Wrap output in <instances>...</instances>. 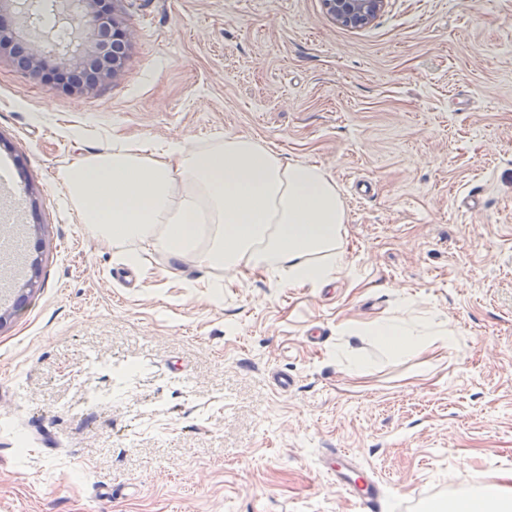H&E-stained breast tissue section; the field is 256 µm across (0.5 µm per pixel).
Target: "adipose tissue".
Instances as JSON below:
<instances>
[{
	"mask_svg": "<svg viewBox=\"0 0 512 512\" xmlns=\"http://www.w3.org/2000/svg\"><path fill=\"white\" fill-rule=\"evenodd\" d=\"M66 204L93 239L136 264L144 246L170 268L259 273L280 287L315 288L348 265L346 212L336 184L314 164H286L267 146L217 136L205 147L172 139L113 140L60 168ZM394 351L451 346L454 332L428 320L343 325ZM447 512H512V475Z\"/></svg>",
	"mask_w": 512,
	"mask_h": 512,
	"instance_id": "1",
	"label": "adipose tissue"
}]
</instances>
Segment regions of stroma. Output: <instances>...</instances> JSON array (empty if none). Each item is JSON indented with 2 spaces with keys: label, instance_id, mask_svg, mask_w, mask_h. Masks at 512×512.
Masks as SVG:
<instances>
[{
  "label": "stroma",
  "instance_id": "stroma-1",
  "mask_svg": "<svg viewBox=\"0 0 512 512\" xmlns=\"http://www.w3.org/2000/svg\"><path fill=\"white\" fill-rule=\"evenodd\" d=\"M115 17L134 38L88 91L0 53V159L28 243L0 277V512H360L324 468L336 449L385 482L386 512L499 481L512 0H387L363 27L322 0H117ZM219 134L332 177L343 275L280 288L171 272L157 253L134 267L75 222L56 182L115 138ZM405 315L445 321L455 343L391 353L339 333Z\"/></svg>",
  "mask_w": 512,
  "mask_h": 512
}]
</instances>
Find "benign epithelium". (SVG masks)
Returning a JSON list of instances; mask_svg holds the SVG:
<instances>
[{
	"instance_id": "1",
	"label": "benign epithelium",
	"mask_w": 512,
	"mask_h": 512,
	"mask_svg": "<svg viewBox=\"0 0 512 512\" xmlns=\"http://www.w3.org/2000/svg\"><path fill=\"white\" fill-rule=\"evenodd\" d=\"M26 19L27 26L39 29L36 13L42 7V0H12ZM66 3L61 16V26L71 28L77 41L66 51H57L59 66L74 75L95 76L94 81L85 84L91 89L100 81L116 75L125 60V50L133 32L119 25L115 20L114 0H79L74 7L73 0H52L53 11L58 3ZM325 9L334 22L361 27L370 23L384 8L386 0H323ZM46 42L39 39L26 40V47L18 53L19 61L27 70L38 74L43 71Z\"/></svg>"
}]
</instances>
